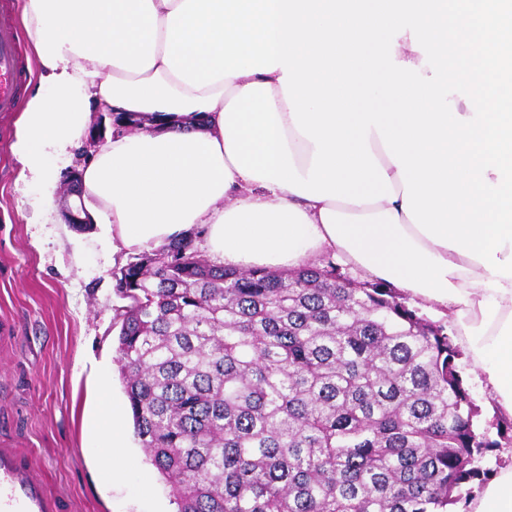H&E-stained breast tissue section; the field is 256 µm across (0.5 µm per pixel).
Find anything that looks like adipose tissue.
I'll use <instances>...</instances> for the list:
<instances>
[{"mask_svg":"<svg viewBox=\"0 0 512 512\" xmlns=\"http://www.w3.org/2000/svg\"><path fill=\"white\" fill-rule=\"evenodd\" d=\"M40 89L12 152L44 217L92 108L144 112L79 176L128 249L325 254L445 317L512 415V0H25ZM102 470L132 466L101 415ZM471 512H512V467Z\"/></svg>","mask_w":512,"mask_h":512,"instance_id":"adipose-tissue-1","label":"adipose tissue"}]
</instances>
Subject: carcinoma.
I'll return each mask as SVG.
<instances>
[{"instance_id":"cac0c4a2","label":"carcinoma","mask_w":512,"mask_h":512,"mask_svg":"<svg viewBox=\"0 0 512 512\" xmlns=\"http://www.w3.org/2000/svg\"><path fill=\"white\" fill-rule=\"evenodd\" d=\"M112 271L118 370L177 512H447L490 471L461 351L384 281L211 262Z\"/></svg>"}]
</instances>
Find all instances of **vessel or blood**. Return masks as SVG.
Segmentation results:
<instances>
[{"label": "vessel or blood", "mask_w": 512, "mask_h": 512, "mask_svg": "<svg viewBox=\"0 0 512 512\" xmlns=\"http://www.w3.org/2000/svg\"><path fill=\"white\" fill-rule=\"evenodd\" d=\"M24 71L17 48L15 8L0 5V112L16 111ZM56 499L17 456L0 450V512H57Z\"/></svg>", "instance_id": "obj_1"}]
</instances>
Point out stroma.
Wrapping results in <instances>:
<instances>
[{
	"label": "stroma",
	"mask_w": 512,
	"mask_h": 512,
	"mask_svg": "<svg viewBox=\"0 0 512 512\" xmlns=\"http://www.w3.org/2000/svg\"><path fill=\"white\" fill-rule=\"evenodd\" d=\"M17 120V113H0V448L19 455L56 496L60 512H176L135 435L126 437L134 468L113 478L89 446L101 381H108L124 421L132 419L115 362L112 293V271L131 253L113 249L106 225L44 223L11 150ZM111 134V113L93 109L91 127L61 175L56 205L67 199L73 170ZM458 370L479 409L480 430L496 436L505 415L483 373L465 355Z\"/></svg>",
	"instance_id": "obj_1"
}]
</instances>
